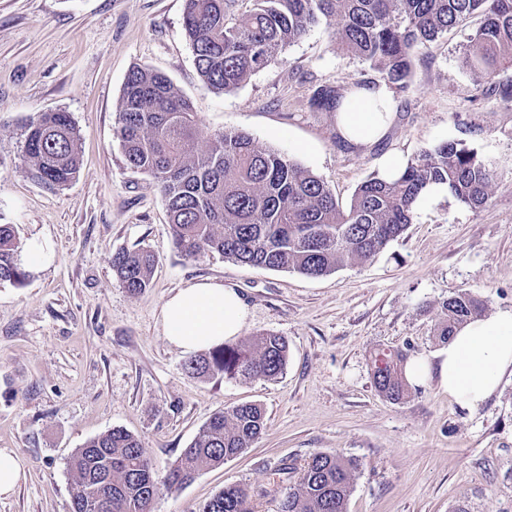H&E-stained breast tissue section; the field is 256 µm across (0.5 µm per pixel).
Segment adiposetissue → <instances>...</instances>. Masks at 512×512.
Here are the masks:
<instances>
[{
  "instance_id": "1",
  "label": "adipose tissue",
  "mask_w": 512,
  "mask_h": 512,
  "mask_svg": "<svg viewBox=\"0 0 512 512\" xmlns=\"http://www.w3.org/2000/svg\"><path fill=\"white\" fill-rule=\"evenodd\" d=\"M392 92L386 84L348 94L336 113L337 132L352 145L379 142L393 119ZM247 307L231 287L201 280L178 289L160 308L163 334L185 353H195L238 336ZM512 368V310L468 321L435 359L419 358L406 367L410 382L437 378L457 403L476 407L499 387Z\"/></svg>"
}]
</instances>
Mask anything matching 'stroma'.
I'll return each mask as SVG.
<instances>
[{"label":"stroma","mask_w":512,"mask_h":512,"mask_svg":"<svg viewBox=\"0 0 512 512\" xmlns=\"http://www.w3.org/2000/svg\"><path fill=\"white\" fill-rule=\"evenodd\" d=\"M184 0H0V224L21 243L49 239L53 261L25 285H0V449L24 477L0 512H68L69 459L89 439L121 427L140 440L164 480L209 416L259 404L266 425L251 448L161 491L152 512H196L230 484L245 486L258 512H276L290 483L283 465L314 453L357 458L347 512H512V372L480 407L451 400L436 381L393 403L374 389L371 356L401 350L432 356L440 306L461 291L486 313L512 310V103L476 93L459 51L480 17L430 43L414 66L375 145L345 150L336 115L314 112L316 86L349 88L381 75L337 53L326 25L290 46L282 63L218 93L202 83L183 25ZM167 74L208 134L243 131L323 179L341 203L421 150L460 140L496 163L480 210L449 195L425 199L413 224L370 262L348 261L317 278L253 268L173 248L165 199L149 175L127 167L115 138L128 71ZM71 113L81 169L59 187L24 152L27 126L45 112ZM147 247L152 284L129 294L112 255ZM210 278L235 288L249 311L240 332L285 336L277 380L196 378L186 353L159 323L177 289Z\"/></svg>","instance_id":"stroma-1"}]
</instances>
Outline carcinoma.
<instances>
[{"label": "carcinoma", "instance_id": "cac0c4a2", "mask_svg": "<svg viewBox=\"0 0 512 512\" xmlns=\"http://www.w3.org/2000/svg\"><path fill=\"white\" fill-rule=\"evenodd\" d=\"M237 0H185L184 29L201 81L228 92L278 64L282 54L315 26L332 30L336 50L385 75L399 94L412 89L414 61L428 44L479 14L481 25L462 47L463 68L512 101V0H253V8L231 22ZM343 93L322 84L309 105L334 112ZM204 130L188 99L164 73L132 68L123 85L116 138L127 166L151 176L166 200L174 249L186 259L218 253L242 265L327 275L348 260L368 261L413 223L416 204L432 184H444L457 202L482 208L497 178L495 165L458 140L424 150L393 178L374 175L344 206L313 172L281 153L261 148L243 132H224L198 148ZM78 133L68 112H49L31 124L25 152L39 177L63 186L79 172ZM13 224H0V284L24 285L27 271ZM157 263L148 249L112 254L118 282L135 295L150 286ZM471 292L441 304L435 336L443 343L455 329L484 311ZM373 383L378 394L398 403L411 390L407 355L378 351ZM288 362V340L275 333L224 343L191 357L186 369L201 378L276 380ZM263 409L242 404L214 413L171 466L163 484L133 434L114 427L76 449L69 512H151L160 487L178 489L203 470L244 453L262 433ZM359 467L356 459L316 452L296 469L297 487L277 512H346ZM198 512H255L246 487L227 485Z\"/></svg>", "mask_w": 512, "mask_h": 512}]
</instances>
